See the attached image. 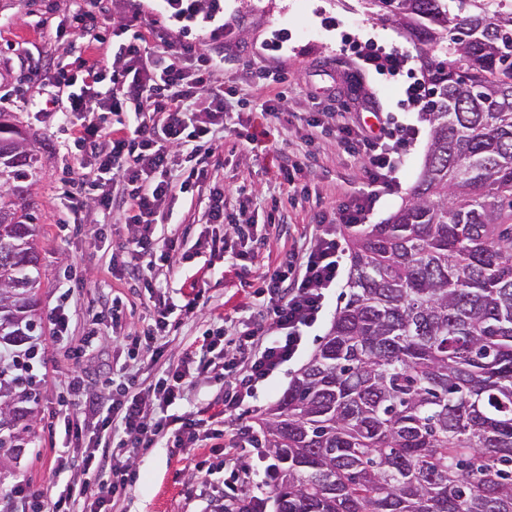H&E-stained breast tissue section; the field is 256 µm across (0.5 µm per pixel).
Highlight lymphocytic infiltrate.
<instances>
[{
	"label": "lymphocytic infiltrate",
	"instance_id": "lymphocytic-infiltrate-1",
	"mask_svg": "<svg viewBox=\"0 0 512 512\" xmlns=\"http://www.w3.org/2000/svg\"><path fill=\"white\" fill-rule=\"evenodd\" d=\"M125 8V38L112 55H100L92 48L104 44L101 31L110 26L112 13L104 0H75L54 38L81 39L91 54L78 57V70L72 76L63 69L53 74L35 70L38 91L31 105L71 131L80 167L96 168L94 177L70 183L64 200L74 208L89 201L103 213H122L129 236L113 250L112 268L139 281L155 298L156 314L140 334L149 343L171 331L172 308L155 297L156 284L143 277L142 264L163 263L169 280L183 279L172 260L181 246L179 236L159 235L156 226L177 194H191L204 186L209 189L207 223L226 221L224 187L212 181L211 167L224 136L235 135L236 130L224 121L233 92L225 87L223 55L202 41L168 37L171 27L190 29L199 14L211 20L223 17L224 0H165L148 15L141 0H126ZM305 124L312 148L293 170H282L286 192L298 190L294 170L317 163L313 145L322 134L334 136L346 153L366 160L367 189L322 212L310 246L286 255L266 272L256 292L258 320L243 324L232 339V377L224 383V413L234 423L231 441L242 454L234 464L233 480L224 485L226 512H259L264 503L261 491L273 486L274 465L253 466L248 455L255 437L245 419L254 410L257 387L298 356L307 333L322 320L330 290L342 276L340 229L366 223L415 135L412 128H400L384 142L366 135L365 125L353 120L327 123L309 117ZM224 334L219 326L204 335L202 344H189L182 365L163 370L150 400L142 399L133 375L118 384L104 379V386L118 388L111 401L78 395L84 416L96 419L104 439L83 459V482L48 503L42 491L27 486L14 487V494L28 500L30 512H109L110 502L130 494L136 482L134 473L121 463V455L157 445L169 434L184 448L199 447L210 439L200 413L167 419L155 417L154 409L183 397L184 364L198 354L213 352ZM242 482L254 485L256 495L243 497L238 488Z\"/></svg>",
	"mask_w": 512,
	"mask_h": 512
}]
</instances>
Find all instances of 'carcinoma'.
<instances>
[{"mask_svg": "<svg viewBox=\"0 0 512 512\" xmlns=\"http://www.w3.org/2000/svg\"><path fill=\"white\" fill-rule=\"evenodd\" d=\"M420 52L429 139L346 302L258 420L275 512H512V0H360ZM38 160L0 111V397L30 402ZM25 413L0 412V450Z\"/></svg>", "mask_w": 512, "mask_h": 512, "instance_id": "carcinoma-1", "label": "carcinoma"}]
</instances>
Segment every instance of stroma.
<instances>
[{"instance_id": "stroma-1", "label": "stroma", "mask_w": 512, "mask_h": 512, "mask_svg": "<svg viewBox=\"0 0 512 512\" xmlns=\"http://www.w3.org/2000/svg\"><path fill=\"white\" fill-rule=\"evenodd\" d=\"M72 0H54L45 8L42 0H0V111L14 113L28 132V146L37 151L41 172L32 193L38 203L36 247L41 256V286L38 308L49 315L65 290H72L69 342L54 341L51 327H44L37 340L35 373L38 397L24 419L22 445L0 450V512H26L27 504L11 496L17 482L55 495L80 483V458L85 448L64 431L60 403L72 375H82L95 386L104 370L120 376L138 373L144 383L154 382L166 361L179 362L183 348L213 328L224 316L227 329H234L255 312L254 292L268 267L309 242L322 211L339 203L344 193L366 186L365 162L340 148L334 140L320 145L316 166L296 176L305 195L285 197L278 168L296 161L306 149L302 116L309 112H344L356 118L364 105L379 109L388 128L411 126L417 138L393 174L390 187L382 189L369 217L377 224L388 218L405 199L421 171L428 143V126L419 105L409 102L408 86L422 82L418 52L394 25L367 16L357 0H224V70L234 79L237 101L226 117L240 133L226 138L218 169L229 198L231 219L241 233L227 234L225 225L202 219L201 195H181L170 209L174 225L162 232L186 234L193 256L183 263L185 277L202 279L205 294L193 317L172 313L174 329L156 337L151 351L130 360V336L136 335L150 314L147 295L137 293L133 283L113 272L110 256L128 234L118 216L103 217L101 211L84 207L72 210L62 200V185L78 177L73 154L67 151L58 126L27 107L34 94L29 79L31 65L48 66L42 51L55 25L67 19ZM372 42L378 50L402 52L407 63L396 75H381L365 68L356 57L355 44ZM280 72L283 83L258 87L250 72L257 68ZM284 92L288 120L267 121L261 103ZM257 133L248 144L244 135ZM279 209L285 225L272 228L270 213ZM110 222L112 238L94 240L89 228ZM225 238L226 254H211V239ZM122 300L126 317L116 334L90 342L93 314ZM190 387L184 399L166 408L179 416L207 404L222 402L224 379L218 372L190 364ZM71 463L62 468L59 457ZM209 459L212 470H197ZM225 455L220 448H177L162 443L132 453L128 463L136 473L135 490L120 499L112 512H204L205 495L213 485L228 479Z\"/></svg>"}]
</instances>
